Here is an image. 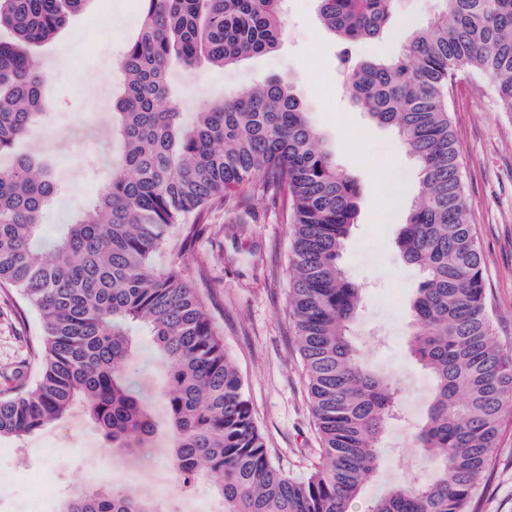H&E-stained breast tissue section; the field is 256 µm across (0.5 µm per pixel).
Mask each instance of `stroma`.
I'll use <instances>...</instances> for the list:
<instances>
[{
  "instance_id": "stroma-1",
  "label": "stroma",
  "mask_w": 512,
  "mask_h": 512,
  "mask_svg": "<svg viewBox=\"0 0 512 512\" xmlns=\"http://www.w3.org/2000/svg\"><path fill=\"white\" fill-rule=\"evenodd\" d=\"M436 7V0H398L397 11L409 26L351 45L353 59L396 54L411 25L425 24ZM282 19L284 36L273 52L226 68L204 60L189 70L172 64L170 92L188 115L202 101L271 78L291 82L325 148L359 188V215L342 253L348 278L361 290L353 339L365 364L400 387V415L384 436L377 473L350 506V512H366L372 499L432 469L431 459L412 448L431 389L429 374L407 349V305L420 274L396 246L418 200V168L396 132L350 100L338 68L343 47L321 24L317 0H284ZM139 26L138 0H90L32 55L51 83L49 105L13 151L0 156V164L9 165L17 155L49 164L60 191L43 215L46 240L93 202L112 176V104L124 83L118 61ZM450 108L485 263L489 313L498 340L512 350V114L499 110L492 85L470 71L458 75ZM291 237L292 227L272 199L255 197L233 208L216 203L183 254L169 247L155 261L175 265L198 290L240 374L271 462L302 477L318 463L320 444L288 308ZM22 306L14 291L0 288V390L25 374L39 338L36 314ZM135 342L125 371L155 422L150 458L112 447L83 411H74L23 440H0V512H59L71 492L89 484L136 491L160 512H223L211 486H185L173 466L171 427L160 397L166 369L149 336ZM474 506L476 512H512V424L502 430Z\"/></svg>"
}]
</instances>
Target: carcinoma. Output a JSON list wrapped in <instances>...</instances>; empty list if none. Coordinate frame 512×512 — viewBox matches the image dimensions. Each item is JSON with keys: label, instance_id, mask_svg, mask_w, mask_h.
<instances>
[{"label": "carcinoma", "instance_id": "cac0c4a2", "mask_svg": "<svg viewBox=\"0 0 512 512\" xmlns=\"http://www.w3.org/2000/svg\"><path fill=\"white\" fill-rule=\"evenodd\" d=\"M88 0H0V155L43 115L49 88L31 49L52 41ZM142 21L119 61L118 149L95 202L43 247L42 217L58 195L49 172L19 156L0 166V286L39 315L32 384L0 391V439L21 440L77 409L121 448L149 458L154 430L124 362L146 332L168 370L161 391L173 465L211 483L224 512H349L378 469L398 383L365 366L350 337L360 289L341 264L359 189L325 149L290 84L270 79L203 104L191 120L170 100L168 70L205 59L224 68L269 53L284 28L281 0H141ZM396 0H318L323 25L345 42L379 37ZM388 59L339 57L351 99L393 128L419 171L422 203L396 238L422 281L410 302L408 346L432 379L412 446L432 473L391 488L368 512H473L505 422H512V353L486 304L452 130L449 88L474 70L512 113V0H440ZM271 197L293 225L288 305L321 441L306 476L269 459L242 379L196 289L154 259L230 192ZM61 512H158L110 486L78 493Z\"/></svg>", "mask_w": 512, "mask_h": 512}]
</instances>
